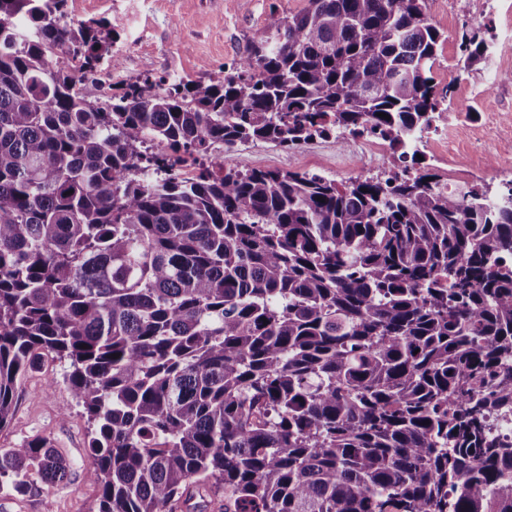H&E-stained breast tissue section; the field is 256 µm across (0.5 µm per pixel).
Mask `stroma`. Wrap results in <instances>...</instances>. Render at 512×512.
<instances>
[{"label":"stroma","mask_w":512,"mask_h":512,"mask_svg":"<svg viewBox=\"0 0 512 512\" xmlns=\"http://www.w3.org/2000/svg\"><path fill=\"white\" fill-rule=\"evenodd\" d=\"M309 0H68V21L105 20L122 60L113 83L150 75L208 84L246 55L264 34L271 14H299ZM443 43L433 71L438 82L452 83L450 103L465 112L467 124L494 115L512 119V0H428ZM478 30L488 45L485 60L459 68L462 30ZM242 171L255 168L320 174L337 181L358 178L359 160L351 141L317 138L283 151L255 142L228 152ZM48 438L72 468L66 481L50 483L38 471L28 474L22 494L0 491V512H92L99 496L86 476L89 455L87 419L63 381V366L52 358L28 371L17 385L10 423L0 429V449L35 437Z\"/></svg>","instance_id":"obj_1"}]
</instances>
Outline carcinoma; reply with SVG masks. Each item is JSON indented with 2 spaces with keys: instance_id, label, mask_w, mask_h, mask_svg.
<instances>
[{
  "instance_id": "carcinoma-1",
  "label": "carcinoma",
  "mask_w": 512,
  "mask_h": 512,
  "mask_svg": "<svg viewBox=\"0 0 512 512\" xmlns=\"http://www.w3.org/2000/svg\"><path fill=\"white\" fill-rule=\"evenodd\" d=\"M66 7L0 0V427L51 357L97 512H512L491 428L512 411V206L416 156L340 184L224 157L430 126L451 87L427 0H309L213 84L106 100L82 84L119 67L115 36ZM32 468L70 464L43 437L0 449V489Z\"/></svg>"
}]
</instances>
